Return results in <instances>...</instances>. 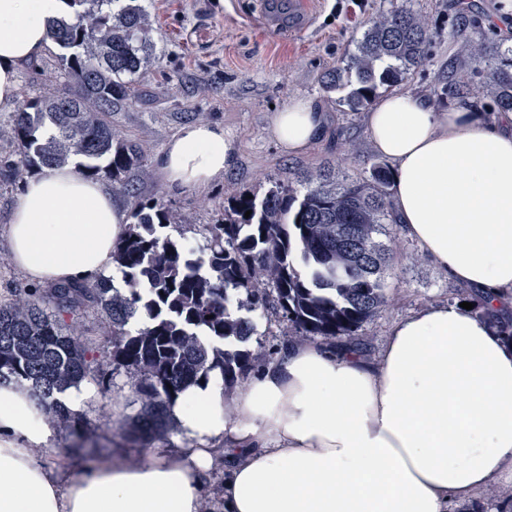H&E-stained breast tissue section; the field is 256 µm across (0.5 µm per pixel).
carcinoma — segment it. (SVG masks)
<instances>
[{
    "instance_id": "carcinoma-1",
    "label": "carcinoma",
    "mask_w": 512,
    "mask_h": 512,
    "mask_svg": "<svg viewBox=\"0 0 512 512\" xmlns=\"http://www.w3.org/2000/svg\"><path fill=\"white\" fill-rule=\"evenodd\" d=\"M66 2L71 11L51 26L64 90L22 100L0 124V141L20 149L0 178L74 165L128 193L144 147L112 128V113L136 99L153 58L150 18L144 0ZM431 42L425 17L397 3L369 21L324 87L346 92L342 102L359 112L422 65ZM482 91L494 109L512 111V47L498 51ZM392 185L381 165L368 181L339 184L321 165L260 196L234 193L221 220L199 227L205 244L196 250L184 242L187 216L158 198L135 203L112 253L121 287L101 277L0 300V386H25L51 426L74 428L76 414L58 394L79 387L91 362L84 331L67 319L92 307L112 335V372L125 374L140 402L134 435L164 436L168 407L186 388L218 372L229 392L266 359L251 346L257 325L248 313L268 306L291 328L285 336L332 342L356 335L385 305Z\"/></svg>"
}]
</instances>
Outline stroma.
Segmentation results:
<instances>
[{
	"label": "stroma",
	"mask_w": 512,
	"mask_h": 512,
	"mask_svg": "<svg viewBox=\"0 0 512 512\" xmlns=\"http://www.w3.org/2000/svg\"><path fill=\"white\" fill-rule=\"evenodd\" d=\"M393 0H301L293 10H275L272 0H146L152 19L150 37L156 54L139 85V97L113 112L112 124L138 138L145 148L151 177L140 185V197L161 198L188 214L192 223H215L230 192L263 193L274 183L288 182L321 163H329L340 181L369 178L380 163L365 130L364 115L352 112L336 91L326 90L325 75L336 68L354 46L365 22L387 12ZM429 24L433 42L425 63L411 71L403 89L426 99L436 110L467 104L483 112L493 103L480 87L498 47L507 41L493 18L506 9L505 0H408ZM484 45L480 62H465L458 48ZM58 47H51L32 66L19 73L20 97L38 96L59 76ZM462 84L460 94L438 99L433 90L443 84ZM295 97L312 101L331 115L326 136L298 155L279 150L267 132L272 108ZM222 123L238 145L233 171L207 192L164 187L154 177V160L168 139L184 124ZM387 303L356 333L366 359L378 358L393 323L431 304L478 303L474 290L450 279L406 230H399L385 271ZM94 363L83 385L87 396L78 410L82 429L55 430L49 448L39 458L56 469L61 458L78 468L115 454L130 463L142 462L150 447L176 448V433L147 443L127 438L126 431L139 406L124 375L110 365L112 337L97 312H79ZM112 385L101 396L103 382ZM512 512V478L502 477L485 489L454 496L448 512Z\"/></svg>",
	"instance_id": "35a3bbf8"
}]
</instances>
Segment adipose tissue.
<instances>
[{
  "label": "adipose tissue",
  "mask_w": 512,
  "mask_h": 512,
  "mask_svg": "<svg viewBox=\"0 0 512 512\" xmlns=\"http://www.w3.org/2000/svg\"><path fill=\"white\" fill-rule=\"evenodd\" d=\"M66 0H0V107H14L20 69L52 45ZM376 154L392 165L398 223L489 312L512 314V111H436L396 92L365 115ZM328 116L292 99L269 134L297 155ZM237 144L222 124L183 125L156 158L170 189L223 180ZM128 228L123 202L68 166L29 178L8 216L14 266L30 281L84 284L112 270ZM177 453L144 462L115 454L90 471L45 468L51 429L18 390L0 388V512H201L224 458L223 512H448L450 495L512 473V347L485 317L455 304L395 322L376 364L354 350L288 347L232 402L221 382L170 406Z\"/></svg>",
  "instance_id": "adipose-tissue-1"
}]
</instances>
